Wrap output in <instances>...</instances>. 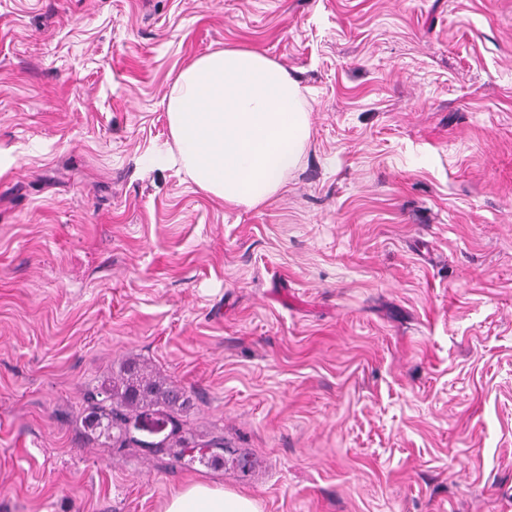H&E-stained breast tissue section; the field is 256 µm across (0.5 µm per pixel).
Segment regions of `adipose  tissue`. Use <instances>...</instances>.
Masks as SVG:
<instances>
[{
    "instance_id": "obj_1",
    "label": "adipose tissue",
    "mask_w": 512,
    "mask_h": 512,
    "mask_svg": "<svg viewBox=\"0 0 512 512\" xmlns=\"http://www.w3.org/2000/svg\"><path fill=\"white\" fill-rule=\"evenodd\" d=\"M179 161L194 184L228 207L256 208L279 195L311 134L299 82L265 53L227 46L178 74L166 96ZM162 512H261L235 491L192 483Z\"/></svg>"
}]
</instances>
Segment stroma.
<instances>
[{
	"mask_svg": "<svg viewBox=\"0 0 512 512\" xmlns=\"http://www.w3.org/2000/svg\"><path fill=\"white\" fill-rule=\"evenodd\" d=\"M255 47L306 89L286 191L227 209L165 94ZM186 464L88 438L126 357ZM512 512V0H0V512ZM162 512H262L246 495L204 483H192L173 493Z\"/></svg>",
	"mask_w": 512,
	"mask_h": 512,
	"instance_id": "stroma-1",
	"label": "stroma"
}]
</instances>
